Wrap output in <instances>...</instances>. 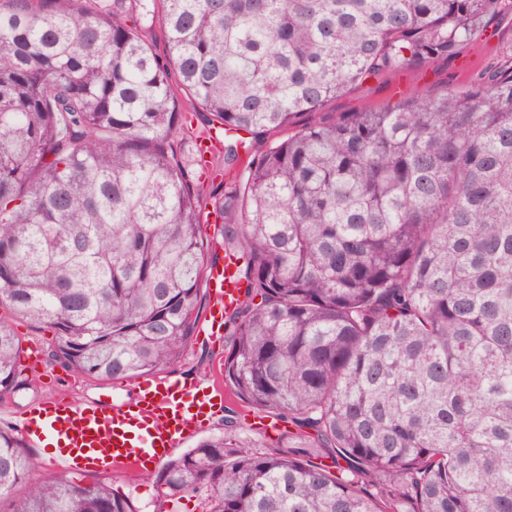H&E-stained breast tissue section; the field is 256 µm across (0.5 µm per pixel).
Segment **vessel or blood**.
<instances>
[{
  "instance_id": "b4317fda",
  "label": "vessel or blood",
  "mask_w": 512,
  "mask_h": 512,
  "mask_svg": "<svg viewBox=\"0 0 512 512\" xmlns=\"http://www.w3.org/2000/svg\"><path fill=\"white\" fill-rule=\"evenodd\" d=\"M238 266L236 258L226 257L207 270L210 308L204 326L209 335L221 334L225 313L243 297ZM223 400L217 383L162 377L139 383L133 400L109 407L54 396L21 413L19 421L24 438L56 447L57 470L123 468L137 473L201 430Z\"/></svg>"
}]
</instances>
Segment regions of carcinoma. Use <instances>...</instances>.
Wrapping results in <instances>:
<instances>
[{
	"label": "carcinoma",
	"mask_w": 512,
	"mask_h": 512,
	"mask_svg": "<svg viewBox=\"0 0 512 512\" xmlns=\"http://www.w3.org/2000/svg\"><path fill=\"white\" fill-rule=\"evenodd\" d=\"M512 0H0V307L51 358L122 381L180 362L213 204L244 298L224 381L290 424H239L170 459L201 512H512V69L467 94L358 112L366 79L448 56ZM159 24L163 52L144 29ZM298 114L305 120L294 123ZM199 117L257 142L187 164ZM231 180L218 191L208 180ZM0 319V398L31 389ZM332 458L336 470L318 458ZM0 512H137L36 476L0 427Z\"/></svg>",
	"instance_id": "obj_1"
}]
</instances>
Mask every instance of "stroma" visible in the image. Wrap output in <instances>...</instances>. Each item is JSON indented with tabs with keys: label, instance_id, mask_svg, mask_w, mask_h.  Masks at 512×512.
<instances>
[{
	"label": "stroma",
	"instance_id": "1",
	"mask_svg": "<svg viewBox=\"0 0 512 512\" xmlns=\"http://www.w3.org/2000/svg\"><path fill=\"white\" fill-rule=\"evenodd\" d=\"M490 28L492 38L474 37L460 45L448 61L417 64L362 82L330 102L328 111L356 112L366 106L379 107L411 96L471 91L477 74L486 66L512 67V15L492 21ZM0 318L10 321L22 341L23 350L34 348L38 351L37 364L24 370L25 375L34 379L35 387L0 400V427L18 428V412L55 395L67 396L78 404L89 400L110 404L119 399L134 398L135 382L109 383L81 378L52 361L49 357L55 337L52 328L12 317L5 308H0ZM231 345V336L209 338L201 331H194L188 349L172 372L191 379L211 378L219 373ZM78 477L86 485L99 481L111 484L115 491L131 499L138 512H201L199 501L194 497L183 498L176 505L161 502L154 480L148 479L143 472L132 474L116 468L104 474L82 471Z\"/></svg>",
	"mask_w": 512,
	"mask_h": 512
}]
</instances>
